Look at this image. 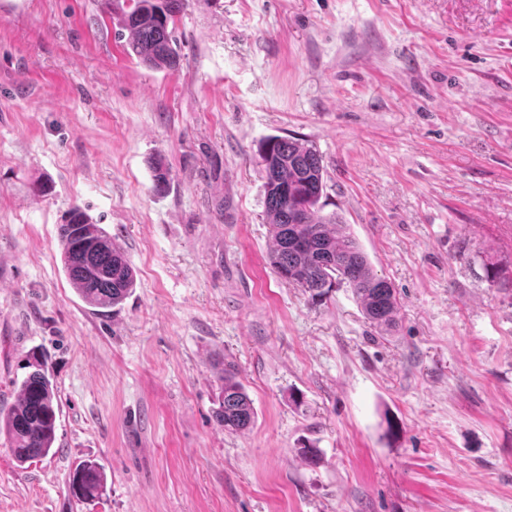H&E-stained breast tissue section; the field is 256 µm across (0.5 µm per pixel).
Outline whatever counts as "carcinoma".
<instances>
[{"instance_id": "1", "label": "carcinoma", "mask_w": 512, "mask_h": 512, "mask_svg": "<svg viewBox=\"0 0 512 512\" xmlns=\"http://www.w3.org/2000/svg\"><path fill=\"white\" fill-rule=\"evenodd\" d=\"M119 19L128 32L131 52L146 66L175 69L180 56L175 46V22L186 0H130ZM260 153L265 171V210L273 246L269 264L282 279L322 301L332 288H351L361 311L382 331L396 328L399 301L395 289L377 275L367 255L339 217L320 215L324 189L322 156L308 142L274 136ZM60 261L71 286L89 306L110 311L130 296L135 270L126 252L102 226L79 206L59 225ZM33 371L20 383L15 402L0 408V433L7 436L19 466L53 452L57 420V389L38 356ZM220 387L215 421L229 433H242L255 421L253 400L226 364L216 373ZM73 496L81 500L103 495L106 477L94 463L84 461L69 475Z\"/></svg>"}]
</instances>
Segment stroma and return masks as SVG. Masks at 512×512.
Here are the masks:
<instances>
[{
	"label": "stroma",
	"mask_w": 512,
	"mask_h": 512,
	"mask_svg": "<svg viewBox=\"0 0 512 512\" xmlns=\"http://www.w3.org/2000/svg\"><path fill=\"white\" fill-rule=\"evenodd\" d=\"M124 5L0 0V408L33 353L59 403L56 454L0 437V512H512V0H188L173 70L127 53ZM272 136L322 155L392 332L273 272ZM76 205L136 270L116 311L62 269ZM84 461L101 498L68 491ZM220 387L218 407L215 409V421L229 433H242L255 421L253 400L237 380L232 364H224L216 373Z\"/></svg>",
	"instance_id": "obj_1"
}]
</instances>
